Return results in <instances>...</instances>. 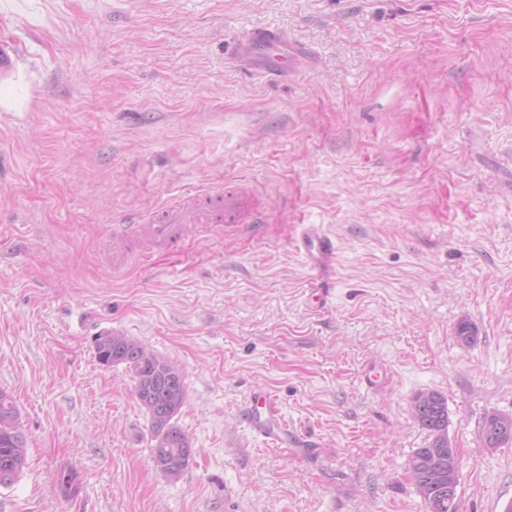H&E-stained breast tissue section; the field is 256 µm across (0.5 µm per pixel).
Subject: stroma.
<instances>
[{
    "instance_id": "stroma-1",
    "label": "stroma",
    "mask_w": 512,
    "mask_h": 512,
    "mask_svg": "<svg viewBox=\"0 0 512 512\" xmlns=\"http://www.w3.org/2000/svg\"><path fill=\"white\" fill-rule=\"evenodd\" d=\"M261 26L315 67H238L225 45ZM0 55V390L29 461L0 512H427L422 390L448 402L459 512L512 505V445L481 435L512 416V0H0ZM229 185L254 223L106 263L117 216ZM306 224L336 243L321 308ZM106 331L184 371L178 478ZM262 388L310 457L248 429Z\"/></svg>"
}]
</instances>
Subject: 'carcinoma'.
<instances>
[{
    "label": "carcinoma",
    "mask_w": 512,
    "mask_h": 512,
    "mask_svg": "<svg viewBox=\"0 0 512 512\" xmlns=\"http://www.w3.org/2000/svg\"><path fill=\"white\" fill-rule=\"evenodd\" d=\"M475 325L462 319L456 339L469 344ZM98 361L106 366L126 365L134 392L149 418L151 458L154 466L170 478H178L189 466L192 448L186 433L174 421L186 399L185 375L169 358L154 353L145 344L118 332L95 336ZM412 415L428 433V446L419 448L409 461V470L429 512H459L458 498L448 499V406L435 391H421L412 400ZM26 435L11 397L0 390V488L13 486L26 467Z\"/></svg>",
    "instance_id": "carcinoma-1"
}]
</instances>
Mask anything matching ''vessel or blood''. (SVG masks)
Segmentation results:
<instances>
[{
    "label": "vessel or blood",
    "mask_w": 512,
    "mask_h": 512,
    "mask_svg": "<svg viewBox=\"0 0 512 512\" xmlns=\"http://www.w3.org/2000/svg\"><path fill=\"white\" fill-rule=\"evenodd\" d=\"M227 56L240 67L279 79L294 72L295 62H311L310 52L289 40L278 28L265 26L247 30L226 47ZM249 208V200L240 187H226L212 194H187L159 208L148 223L120 221L113 225L107 239L108 263L112 268L126 266L132 247L140 257L157 250H169L179 244L191 224H238ZM300 246L314 268L333 265L336 248L323 233H303ZM249 428L273 444L288 445V429L274 397L265 391L254 393L246 409Z\"/></svg>",
    "instance_id": "1"
}]
</instances>
